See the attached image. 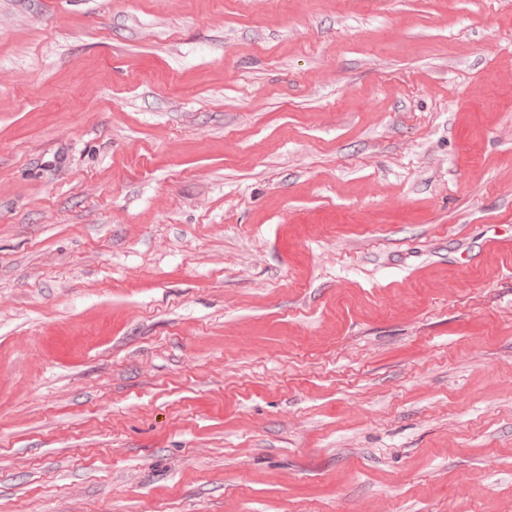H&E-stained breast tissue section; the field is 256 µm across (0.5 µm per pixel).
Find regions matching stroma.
Masks as SVG:
<instances>
[{
  "label": "stroma",
  "mask_w": 512,
  "mask_h": 512,
  "mask_svg": "<svg viewBox=\"0 0 512 512\" xmlns=\"http://www.w3.org/2000/svg\"><path fill=\"white\" fill-rule=\"evenodd\" d=\"M512 512V0H0V512Z\"/></svg>",
  "instance_id": "stroma-1"
}]
</instances>
